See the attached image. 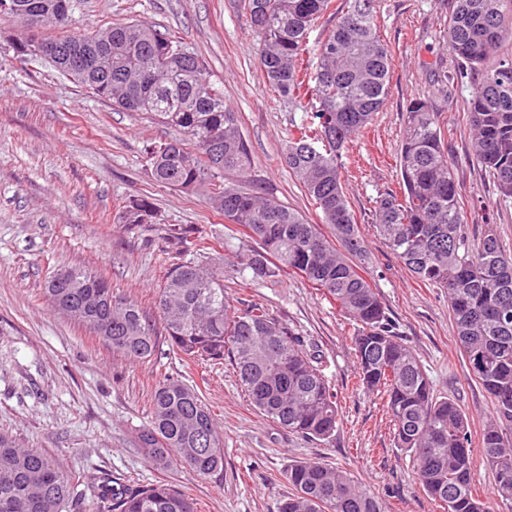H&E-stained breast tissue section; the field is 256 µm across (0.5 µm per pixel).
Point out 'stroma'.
Masks as SVG:
<instances>
[{
  "mask_svg": "<svg viewBox=\"0 0 512 512\" xmlns=\"http://www.w3.org/2000/svg\"><path fill=\"white\" fill-rule=\"evenodd\" d=\"M70 28L103 31L134 20L179 36L199 55L224 100L242 120L254 173L286 206L310 223L320 214L281 163V150L300 104L271 90L258 63L259 38L244 0H71ZM454 0H378V32L392 56L391 93L366 132L344 155L343 187L370 252L377 288L395 327L438 395L455 398L481 431L494 403L469 376L455 343L443 289L418 281L373 232L374 199L401 180L397 153L407 103L425 98L454 133L448 158L462 189L471 237L494 224L512 254V201L470 156L461 117L464 85L437 91L438 70L455 61L444 39ZM19 29L0 22V431L56 457L85 483L70 512H107L93 485L136 489L169 483L193 498L198 512H276L291 491L282 473L296 460L351 470L384 512H442L411 476L382 395L355 386L353 327L306 280L287 276L259 285L224 282L230 305L261 304L319 354L336 395L340 424L327 440H310L265 420L250 406L229 361L193 366L160 344L150 358L127 361L84 327L52 310L42 288L69 267L92 269L122 296L152 309L171 262L168 229L190 225L220 237L224 221L194 192L155 184L145 170L147 141L173 136L96 98L47 61L18 55ZM146 195L151 223H116L119 204ZM199 385L224 438V473L205 478L186 464L151 466L135 437L150 422L148 399L157 380Z\"/></svg>",
  "mask_w": 512,
  "mask_h": 512,
  "instance_id": "stroma-1",
  "label": "stroma"
}]
</instances>
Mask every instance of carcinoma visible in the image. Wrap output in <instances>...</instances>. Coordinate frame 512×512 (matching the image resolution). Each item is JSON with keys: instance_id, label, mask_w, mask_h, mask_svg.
<instances>
[{"instance_id": "cac0c4a2", "label": "carcinoma", "mask_w": 512, "mask_h": 512, "mask_svg": "<svg viewBox=\"0 0 512 512\" xmlns=\"http://www.w3.org/2000/svg\"><path fill=\"white\" fill-rule=\"evenodd\" d=\"M332 0H245L260 37L258 60L275 93L308 100L310 112L288 134L282 160L321 212L311 224L271 194L259 191L238 113L224 103L205 61L179 38L142 24L114 23L106 32L66 31L70 0H0V19L21 25L23 56L57 48L53 66L96 97L179 131L144 149L151 180L178 190L202 189L224 217L227 236L257 247L236 255L232 268L213 263L221 244L191 226L171 229L177 262L165 274L154 310L114 293L104 277L64 268L44 285L48 304L127 359L151 357L164 339L183 362L229 358L254 410L269 423L308 439L336 431V394L304 340L261 304L231 307L224 278L261 284L283 276L310 282L356 325L355 378L385 396L395 438L412 461V478L444 512H491L472 485V428L456 400L435 394L413 350L394 331L370 283L366 241L342 188V158L389 96L391 58L377 32L376 0H349L332 31L313 48L309 31ZM457 69L440 76L470 79L462 121L472 156L512 201V0H455L445 33ZM450 132L442 113L423 98L409 101L398 153L402 184L378 193L374 231L423 283L448 292L456 344L471 379L490 396L495 416L480 432L482 453L495 470L494 497L512 501V255L494 225L478 241L466 234L462 190L448 159ZM146 197L130 198L121 224H147ZM112 300L109 308L89 304ZM150 424L137 445L154 467L174 461L204 477L222 473L224 441L197 388L174 377L156 383ZM283 478L293 493L277 512H381L375 496L348 469L297 461ZM79 477L47 452L24 448L0 433V512H63ZM114 512H197L171 484L112 491Z\"/></svg>"}]
</instances>
